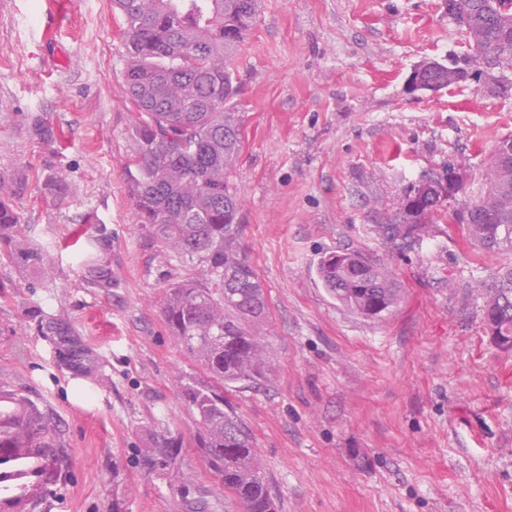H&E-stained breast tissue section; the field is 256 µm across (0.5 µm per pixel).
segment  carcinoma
Segmentation results:
<instances>
[{
    "label": "carcinoma",
    "instance_id": "obj_1",
    "mask_svg": "<svg viewBox=\"0 0 512 512\" xmlns=\"http://www.w3.org/2000/svg\"><path fill=\"white\" fill-rule=\"evenodd\" d=\"M458 10L479 27L473 53L496 55L512 66V29L495 23L499 0H456ZM127 45L123 67L131 105L129 134L134 142L129 166L130 197L141 223L189 272L165 289L166 324L197 374L181 383L194 424V441L211 469L224 477V490L243 512H277L251 431L224 394L238 383L267 380L269 351L257 326L267 318L262 285L241 247V203L229 174L239 157L243 128L235 54L252 25L259 0H112ZM21 181L0 180V260L37 269L47 256L32 246L11 196ZM438 199L416 208L402 203L400 217L422 233ZM467 237L485 253L512 250V185L468 207ZM357 253L329 254L317 272L344 306L378 317L399 299L389 272ZM484 316L495 318L497 333L512 340V268L489 286ZM55 337L62 361L83 372L93 359L70 325L55 315L41 322ZM16 427L28 448H52L50 427L38 409L0 396V428ZM154 460L178 475L176 443L155 442Z\"/></svg>",
    "mask_w": 512,
    "mask_h": 512
}]
</instances>
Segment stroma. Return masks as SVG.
<instances>
[{
    "instance_id": "1",
    "label": "stroma",
    "mask_w": 512,
    "mask_h": 512,
    "mask_svg": "<svg viewBox=\"0 0 512 512\" xmlns=\"http://www.w3.org/2000/svg\"><path fill=\"white\" fill-rule=\"evenodd\" d=\"M64 2L44 42L46 0H0V175L27 178L14 207L49 259L34 273L0 265V391L34 404L56 444L34 512H241L179 396L193 367L161 300L185 268L130 198L118 18L111 0ZM468 51L448 0H261L237 52L244 134L230 181L271 371L228 397L277 512H512V350L486 330L481 295L512 252H478L444 209L419 240L382 231L451 165L471 174L459 204L474 202L512 135V92L411 89L422 60ZM37 117L53 142L33 136ZM338 251L385 266L398 303L369 319L336 301L317 265ZM47 314L90 349V372L62 364ZM163 436L180 445V480L149 462Z\"/></svg>"
}]
</instances>
